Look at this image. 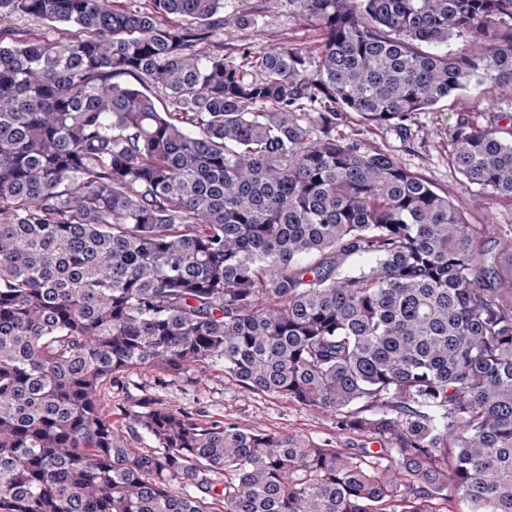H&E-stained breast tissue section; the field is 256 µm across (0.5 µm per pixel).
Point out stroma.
Segmentation results:
<instances>
[{
	"mask_svg": "<svg viewBox=\"0 0 512 512\" xmlns=\"http://www.w3.org/2000/svg\"><path fill=\"white\" fill-rule=\"evenodd\" d=\"M258 0H224V31L220 36L224 53L237 57L240 49L258 50L278 45L316 49L321 33L315 24L279 0L277 9L257 12ZM256 14L249 27L236 19ZM512 116V100L497 96L491 83L460 91L434 109L411 116L407 137L393 130L376 127L348 114L336 128L338 135L356 134L369 144L385 146L409 170L426 177L439 191L452 197L469 223L485 224L489 233L484 248L496 258L498 280H512V255L504 244H512V201L487 196L476 185L464 184L462 176L448 164L452 138L460 119L486 123L501 116ZM172 406L203 419H221L245 429L300 435L311 441L345 445L347 439L336 430V416L316 412L288 400L266 394H252L225 376L223 369L206 368L174 377L150 369L131 371L122 386L102 393L105 411L113 421L144 403Z\"/></svg>",
	"mask_w": 512,
	"mask_h": 512,
	"instance_id": "obj_1",
	"label": "stroma"
}]
</instances>
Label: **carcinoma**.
Instances as JSON below:
<instances>
[{
  "label": "carcinoma",
  "instance_id": "1",
  "mask_svg": "<svg viewBox=\"0 0 512 512\" xmlns=\"http://www.w3.org/2000/svg\"><path fill=\"white\" fill-rule=\"evenodd\" d=\"M145 2L0 0V512H512L486 225L336 136L353 113L404 138L486 80L512 98V0H289L316 51L238 61L224 0ZM448 163L512 202V122L462 119ZM205 366L359 439L159 405L129 414L133 448L103 412L134 369ZM14 22L16 26L26 30L33 39H50L65 42L75 34V29L72 27L59 26L57 29H49L45 24L33 19L17 18Z\"/></svg>",
  "mask_w": 512,
  "mask_h": 512
}]
</instances>
